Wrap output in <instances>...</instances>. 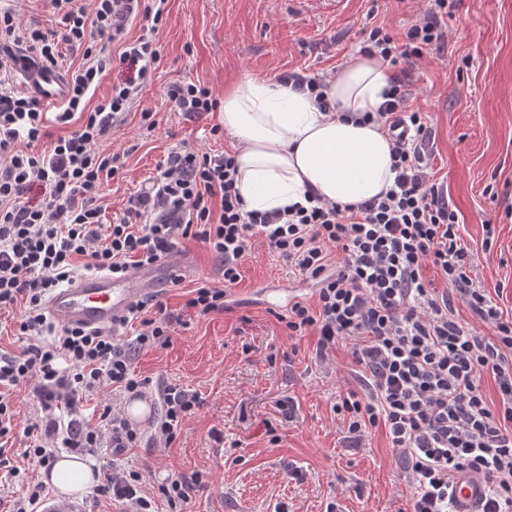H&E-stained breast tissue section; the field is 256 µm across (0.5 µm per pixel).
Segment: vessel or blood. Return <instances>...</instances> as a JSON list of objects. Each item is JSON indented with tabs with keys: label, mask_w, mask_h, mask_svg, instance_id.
Masks as SVG:
<instances>
[{
	"label": "vessel or blood",
	"mask_w": 512,
	"mask_h": 512,
	"mask_svg": "<svg viewBox=\"0 0 512 512\" xmlns=\"http://www.w3.org/2000/svg\"><path fill=\"white\" fill-rule=\"evenodd\" d=\"M26 86L42 100L58 103L66 96L62 76L36 61L21 65ZM185 260L167 257L153 267L137 269L124 277L108 273L81 274L65 287L53 290L46 298L45 310L59 326L113 329L131 308L165 291L181 276ZM455 512H481L485 482L479 475L461 472L451 484Z\"/></svg>",
	"instance_id": "obj_1"
}]
</instances>
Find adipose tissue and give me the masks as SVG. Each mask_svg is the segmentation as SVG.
<instances>
[{"mask_svg": "<svg viewBox=\"0 0 512 512\" xmlns=\"http://www.w3.org/2000/svg\"><path fill=\"white\" fill-rule=\"evenodd\" d=\"M379 58H350L324 90L332 104L319 111L314 96L273 81L245 77L224 94L221 124L234 145L237 188L247 209L282 210L304 203L307 191L350 205L393 184L392 144L375 114L389 87ZM49 482L58 495L85 493L91 467L63 454Z\"/></svg>", "mask_w": 512, "mask_h": 512, "instance_id": "1", "label": "adipose tissue"}]
</instances>
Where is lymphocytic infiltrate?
Listing matches in <instances>:
<instances>
[{
  "label": "lymphocytic infiltrate",
  "mask_w": 512,
  "mask_h": 512,
  "mask_svg": "<svg viewBox=\"0 0 512 512\" xmlns=\"http://www.w3.org/2000/svg\"><path fill=\"white\" fill-rule=\"evenodd\" d=\"M58 28H21L11 12L0 13V46L23 43L44 65H55L61 45L84 50L69 93L52 120L70 134L49 140L38 97L13 88L7 74L18 60L0 58V310L24 304L17 332L29 340L17 355L0 354V469L18 478L11 450L14 393L30 386L41 415L24 430L23 458L51 466L59 449L137 447L141 433L114 411L98 406V422L80 421L83 397L109 387L143 395L148 379L136 378L133 345L110 331L61 328L46 315L44 301L65 283L75 259L89 271L122 275L152 264L191 237L214 255L223 287L191 290L187 308L197 314L230 309V290L254 239L299 275L316 284L314 304L297 301L280 321L292 333L315 331L317 350L327 355L352 341L361 388L335 407L348 432L384 427L411 476L407 512H452L450 484L456 473L482 476L483 512H512V315H504L480 285L472 250L460 233L458 214L423 169L429 139L422 112L411 109L409 64L430 46L444 44L439 20L448 0H434L403 39L382 28L364 34L362 55L380 57L392 70L386 100L377 115L392 141L394 183L364 202L340 205L307 192L306 205L273 212L247 210L236 187L232 151L198 153L175 149L149 188L129 198L120 217L104 223L99 194L119 170L120 156L99 145L141 98L159 52L152 37L125 38L128 22L142 15L164 20L166 0H94L85 12L75 0H52ZM97 40L121 44L120 61L139 63V78L113 85L109 98L88 107L87 98L109 62ZM167 98L190 118L215 111L218 100L202 84L168 85ZM46 192L37 204L22 202L31 182ZM433 266L440 281L423 275ZM464 303L493 333L458 320ZM129 320L141 329L135 345L163 347L174 322L145 304ZM490 375L499 391L490 406L479 380ZM164 415L157 426L173 442L198 397L176 383L161 386ZM141 475L108 473L103 494L131 512H156L141 489Z\"/></svg>",
  "instance_id": "obj_1"
}]
</instances>
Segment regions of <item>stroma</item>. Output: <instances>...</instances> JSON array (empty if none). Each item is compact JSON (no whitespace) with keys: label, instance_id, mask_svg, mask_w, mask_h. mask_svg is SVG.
<instances>
[{"label":"stroma","instance_id":"stroma-1","mask_svg":"<svg viewBox=\"0 0 512 512\" xmlns=\"http://www.w3.org/2000/svg\"><path fill=\"white\" fill-rule=\"evenodd\" d=\"M429 7V0H167L163 27L134 18L128 38L153 32L160 60L140 101L101 145L125 156L124 168L103 185L105 221L159 174L171 149L232 146L230 136L209 133L217 113L190 119L177 112L164 94L168 83H201L220 98L246 76L275 80L305 68L329 78L358 55L364 29L401 37ZM445 25L443 50H424L414 62L410 105L428 121L432 174L458 213L479 277L511 312L512 0H454ZM145 110L154 131L141 118ZM488 220L495 238L487 250ZM176 251L191 258L194 272L156 300L180 322L168 346L136 350L133 367L139 377L190 389L199 404L172 443L153 424L163 413L158 404L139 447L98 448L82 460L101 476L111 467L139 471L158 512H172L161 485L192 474L199 481L190 512H326L331 502L338 512H402L411 493L403 459L383 430L351 435L334 410L361 387L351 343L319 357L315 334L290 335L277 320L287 305H272L264 294L277 283L289 302L309 301L313 285L256 239L231 290V309L199 317L185 308L191 290L222 286V276L196 239L181 240Z\"/></svg>","mask_w":512,"mask_h":512}]
</instances>
